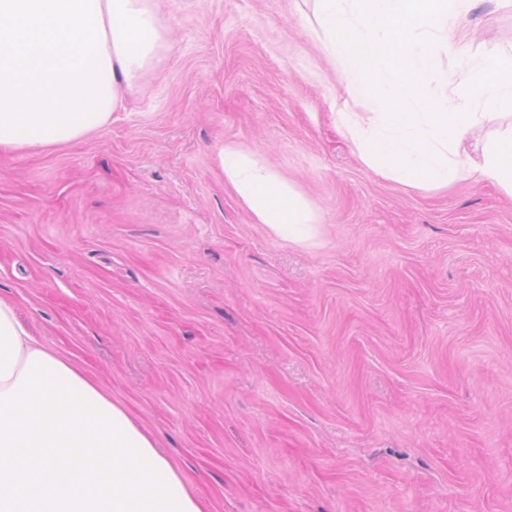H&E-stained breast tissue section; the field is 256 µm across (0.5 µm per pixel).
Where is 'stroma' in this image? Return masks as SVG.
Returning a JSON list of instances; mask_svg holds the SVG:
<instances>
[{
    "label": "stroma",
    "mask_w": 512,
    "mask_h": 512,
    "mask_svg": "<svg viewBox=\"0 0 512 512\" xmlns=\"http://www.w3.org/2000/svg\"><path fill=\"white\" fill-rule=\"evenodd\" d=\"M153 2L166 46L105 126L0 153V296L211 512H512V194L368 167L313 0ZM466 25L512 46L500 0ZM228 141L313 245L255 223ZM219 159L224 182L258 224L299 245L316 240L319 224L311 206L278 173L235 143L224 144Z\"/></svg>",
    "instance_id": "35a3bbf8"
}]
</instances>
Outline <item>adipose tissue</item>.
<instances>
[{
  "label": "adipose tissue",
  "mask_w": 512,
  "mask_h": 512,
  "mask_svg": "<svg viewBox=\"0 0 512 512\" xmlns=\"http://www.w3.org/2000/svg\"><path fill=\"white\" fill-rule=\"evenodd\" d=\"M166 36L150 0H0V150L83 139L137 87ZM224 181L257 223L299 245L303 196L241 146ZM0 512H208L150 434L0 298Z\"/></svg>",
  "instance_id": "adipose-tissue-1"
}]
</instances>
